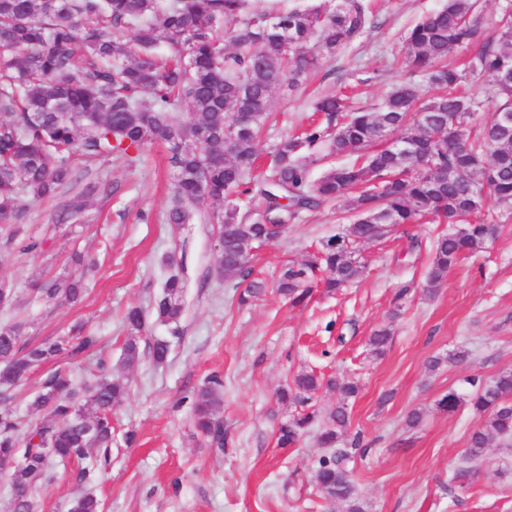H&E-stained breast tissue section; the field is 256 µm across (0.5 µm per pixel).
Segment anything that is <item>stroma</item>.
<instances>
[{"mask_svg": "<svg viewBox=\"0 0 512 512\" xmlns=\"http://www.w3.org/2000/svg\"><path fill=\"white\" fill-rule=\"evenodd\" d=\"M443 0H375L378 24L352 45L324 59L308 82L289 95L274 94L259 142L261 156L307 124L315 95L353 86L355 107H375L405 78L402 40ZM86 181L109 190L85 199L80 220L56 222L55 200L29 203L19 238L0 226V282L15 303L0 306V324H19L22 339L37 343L84 325L99 338L94 356L58 360L77 384L92 382L97 357L129 392L112 410V460L92 481L78 482L76 464L52 466L34 493L36 512H67L80 494L98 498L102 512H344L326 501L314 479L325 451L309 431L293 448L276 445L279 424L299 407L277 393L295 376L348 379L357 393L342 398L324 387L313 403L325 413L345 404L350 432L364 436L350 466L368 512H512V442L491 438L474 482L449 491L451 473L463 465L471 433L484 420L470 409L439 411L448 391L467 390L473 377L512 371V217L475 256L452 267L434 294H426L430 245L445 227L409 224L381 242L360 245L364 275L337 293L313 289L291 305L276 291L282 269L307 261L330 237L349 226L344 209L306 210L285 232L254 250L253 278L267 291L250 304L239 289L218 280L213 249L219 202H205L187 224L167 221L173 172L163 146H148L135 167L115 160L76 161ZM34 242L21 251L20 240ZM81 254L74 263L72 254ZM183 286L185 310L175 323L146 318L143 345L170 344L164 363L143 355L120 363L123 317L147 310L170 276ZM81 280L75 304L50 303L33 289L44 278ZM389 328L383 355L369 336ZM463 352L461 361L448 355ZM443 365L429 371L430 359ZM224 382L223 448L210 447L191 420L192 395L211 376ZM422 420L408 428L406 417Z\"/></svg>", "mask_w": 512, "mask_h": 512, "instance_id": "obj_1", "label": "stroma"}]
</instances>
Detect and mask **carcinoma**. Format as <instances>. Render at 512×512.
<instances>
[{
	"label": "carcinoma",
	"mask_w": 512,
	"mask_h": 512,
	"mask_svg": "<svg viewBox=\"0 0 512 512\" xmlns=\"http://www.w3.org/2000/svg\"><path fill=\"white\" fill-rule=\"evenodd\" d=\"M226 18L236 25L224 27ZM375 24L365 0H322L268 13L252 9L250 0H0V224L17 223L30 202L73 189V159L115 157L132 166L148 145L160 142L175 180L169 223H188L193 209L208 200L224 202V211L214 216L224 240L215 273L232 287L250 277L254 246L272 239L267 224L334 203L353 215L348 233L286 268L277 282L282 295L297 304L315 280L338 291L359 279L365 265L354 258L357 245L389 236L387 224L446 219L459 229L433 243L426 289L433 293L463 256L483 251L493 238L500 215L484 209L485 195L512 211V124L495 119L512 113V80L502 78L512 74L511 2L487 17L479 0H446L408 32L409 79L381 107L354 110L342 91L316 99L313 111L321 120L281 142L269 166L254 173L257 138L273 92H293L324 56ZM162 43L173 50L172 58L155 55ZM458 49L470 52L461 68L447 63ZM475 73L490 77L483 101L465 90ZM487 102L494 111L478 127L475 117ZM184 108L187 121L179 116ZM242 113L250 123L224 140L225 126ZM328 138L334 153L358 158L313 180L312 150ZM96 190L95 184L84 185L58 220L77 218L83 198ZM254 191L263 211L248 222L240 203ZM38 291L50 301L76 302L82 295L76 280L43 281ZM151 309L161 322L178 321V279L165 282ZM144 325L141 308L126 312L123 364L140 360ZM390 337L386 327L374 332L372 351L383 354ZM96 343L97 337L75 327L29 345L20 327L0 325V464L18 449L27 459L13 469L12 512H33L36 483L48 472L45 446L59 462L90 460L92 466L77 472L80 481L110 459L112 408L127 386L112 378L105 360L98 361V379L83 393L61 370L44 374L33 402L47 414L39 424L27 425L10 406L27 368L60 357L81 359ZM470 385L475 390L469 396L450 390L437 402L448 413L467 404L485 418L469 438L467 465L448 480L450 491L472 483L490 436L512 439V371L475 378ZM321 387L315 374L303 372L294 390H281L279 399L306 405ZM223 404L224 385L216 376L193 394L195 426L213 448L224 447ZM318 419L317 410L308 409L280 425L278 446H295ZM347 428L341 404L324 419L318 444L336 447ZM349 462L341 451L320 457L316 485L326 500L345 503L347 512H366ZM99 509L89 495L68 504V512Z\"/></svg>",
	"instance_id": "1"
}]
</instances>
